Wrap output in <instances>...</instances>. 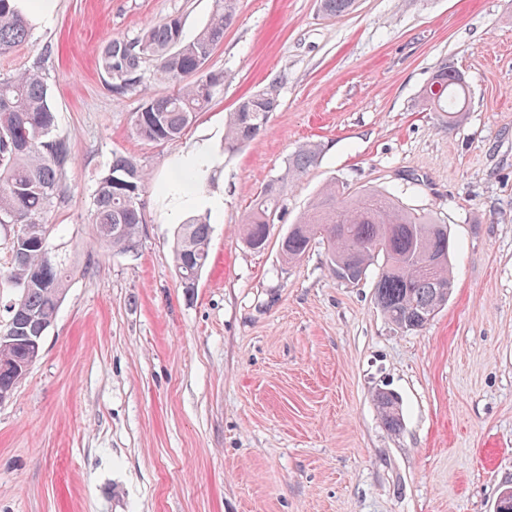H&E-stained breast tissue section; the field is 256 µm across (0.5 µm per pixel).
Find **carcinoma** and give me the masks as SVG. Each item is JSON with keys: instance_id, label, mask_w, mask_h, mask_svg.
Returning a JSON list of instances; mask_svg holds the SVG:
<instances>
[{"instance_id": "1", "label": "carcinoma", "mask_w": 512, "mask_h": 512, "mask_svg": "<svg viewBox=\"0 0 512 512\" xmlns=\"http://www.w3.org/2000/svg\"><path fill=\"white\" fill-rule=\"evenodd\" d=\"M209 22L191 40L184 38L182 18L152 24L135 41L112 39L99 59V69L111 90L123 93L141 83L143 65L153 60L173 91L145 96L134 116L137 135L148 142L180 137L224 86V73L205 71L213 49L224 40V30L236 15V0H216ZM356 0H319L321 12L339 18L353 10ZM30 27L13 6L0 0V53L28 40ZM430 110L453 122L467 111L464 76L440 67L424 89ZM279 107L275 87L244 98L228 114L224 146L228 151L258 135ZM46 84L37 70L0 77V224L18 226L10 246L7 271L0 272V288L15 291V308L8 309L6 328L15 337L10 348H0V388H17L28 371L17 365L33 355L28 337L47 330L55 320L72 280L74 267L57 250H48L45 216L60 198L67 170L74 159L70 139L57 133ZM320 147L308 143L288 158L285 172L265 185L242 224L244 241L265 248L270 225L281 217L288 186L303 177L320 159ZM149 187L146 170L134 158L112 156V165L93 196L91 219L99 248L133 253L146 223L141 203ZM211 224L199 216L179 225L173 255L181 287H197L208 265ZM327 244L336 278L359 283L370 265L381 261L375 300L386 318L403 332H418L448 300L453 287L448 226L431 214L416 211L395 195L381 191H354L337 183L326 186L310 209L281 239L283 261L300 260L312 241ZM372 400L386 430L403 426L400 398L376 390Z\"/></svg>"}]
</instances>
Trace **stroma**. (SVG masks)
<instances>
[{
  "label": "stroma",
  "instance_id": "35a3bbf8",
  "mask_svg": "<svg viewBox=\"0 0 512 512\" xmlns=\"http://www.w3.org/2000/svg\"><path fill=\"white\" fill-rule=\"evenodd\" d=\"M238 0L206 67L224 88L181 138L148 143L133 117L168 94L154 62L115 93L98 60L170 16L193 38L215 0H58L53 20L0 54V77L39 67L75 160L46 215L79 270L41 356L0 403V512H493L512 485V0ZM471 105L455 123L419 103L442 66ZM276 86L280 106L224 149L237 103ZM210 263L181 288L167 218L171 167L198 144ZM319 164L289 189L265 249L240 225L300 145ZM149 173L136 252L96 247L89 210L113 153ZM397 195L445 222L454 288L420 332L392 325L374 279L348 284L314 241L279 242L330 182ZM403 426H382L376 388ZM372 400L386 430L393 433L399 432L403 426L399 396L392 391L378 389L373 393Z\"/></svg>",
  "mask_w": 512,
  "mask_h": 512
}]
</instances>
